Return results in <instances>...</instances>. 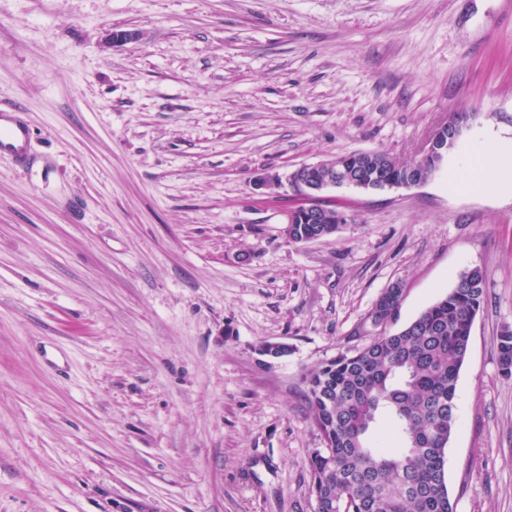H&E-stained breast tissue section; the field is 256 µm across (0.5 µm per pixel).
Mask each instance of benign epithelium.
Wrapping results in <instances>:
<instances>
[{"instance_id": "7a95c632", "label": "benign epithelium", "mask_w": 512, "mask_h": 512, "mask_svg": "<svg viewBox=\"0 0 512 512\" xmlns=\"http://www.w3.org/2000/svg\"><path fill=\"white\" fill-rule=\"evenodd\" d=\"M134 39L135 35L131 31L113 29L107 31L105 44L115 47ZM467 120V115L462 112L448 118V122L436 130L426 147L414 159L416 174L402 182L382 183L378 189H411L429 181L435 163L445 151V140L457 138L466 126ZM362 182L363 176L359 171H354L338 181L336 180V168L322 162L305 164L294 169L288 175V183L296 191L295 199L282 211L285 224L284 235L288 242H293L294 229L297 224L345 223V213L336 208L334 201L323 197L322 193L335 187L360 186Z\"/></svg>"}]
</instances>
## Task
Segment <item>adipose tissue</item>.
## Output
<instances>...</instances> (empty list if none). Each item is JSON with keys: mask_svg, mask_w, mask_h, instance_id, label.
Returning <instances> with one entry per match:
<instances>
[{"mask_svg": "<svg viewBox=\"0 0 512 512\" xmlns=\"http://www.w3.org/2000/svg\"><path fill=\"white\" fill-rule=\"evenodd\" d=\"M512 166V147L493 136H485L465 160L461 172L467 186L485 191L507 189L502 175Z\"/></svg>", "mask_w": 512, "mask_h": 512, "instance_id": "1", "label": "adipose tissue"}]
</instances>
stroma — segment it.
I'll use <instances>...</instances> for the list:
<instances>
[{
	"label": "stroma",
	"instance_id": "obj_1",
	"mask_svg": "<svg viewBox=\"0 0 512 512\" xmlns=\"http://www.w3.org/2000/svg\"><path fill=\"white\" fill-rule=\"evenodd\" d=\"M14 105L32 136L30 162L0 156V512H315L304 376L365 343L391 284L401 327L474 267L446 478L455 512H512V191L451 176L481 135L512 141V0H0ZM458 112L430 181L328 190L346 224L287 241L294 168L414 159Z\"/></svg>",
	"mask_w": 512,
	"mask_h": 512
}]
</instances>
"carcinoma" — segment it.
<instances>
[{"label":"carcinoma","instance_id":"1","mask_svg":"<svg viewBox=\"0 0 512 512\" xmlns=\"http://www.w3.org/2000/svg\"><path fill=\"white\" fill-rule=\"evenodd\" d=\"M358 154L372 186L402 180L412 165L377 151L341 153L329 162L351 170ZM485 280L480 267L465 271L399 330L385 329L305 376L312 423L325 444L310 456L316 512H454L445 454ZM497 350L504 376H512V330L501 332ZM382 424L400 447L382 446Z\"/></svg>","mask_w":512,"mask_h":512}]
</instances>
